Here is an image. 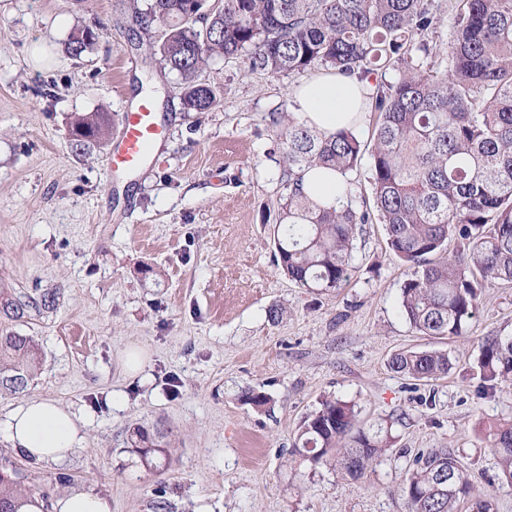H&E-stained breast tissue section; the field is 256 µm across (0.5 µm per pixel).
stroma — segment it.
<instances>
[{
  "instance_id": "obj_1",
  "label": "stroma",
  "mask_w": 512,
  "mask_h": 512,
  "mask_svg": "<svg viewBox=\"0 0 512 512\" xmlns=\"http://www.w3.org/2000/svg\"><path fill=\"white\" fill-rule=\"evenodd\" d=\"M84 27L97 39L76 58L65 42ZM158 35L134 26L120 0H0V289L56 296L54 309L13 325L44 360L26 393L0 396V424L42 398L85 428L66 461L41 463L37 488L90 491L110 512H151L159 491L175 512H407L409 463L445 448L496 512H512V486L498 485L477 437L480 422L512 416V383L491 391L473 374L485 336H512V284L483 288L465 334L421 335L398 310L410 269L373 223L356 228L347 284L299 287L274 257L283 162L271 118L292 112L291 88L320 67L274 75L240 56L214 60L198 80L219 105L187 113ZM141 95L166 129L143 168L111 172V138L75 149L73 117L117 120ZM134 346L144 365L130 372ZM409 348L446 350L447 377L416 385L392 372L390 357ZM247 386L272 404L244 405ZM327 396L354 403L360 423L396 419L393 448L358 483L289 454ZM136 424L164 432L163 474L128 452Z\"/></svg>"
}]
</instances>
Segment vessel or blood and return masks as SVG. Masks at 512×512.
<instances>
[{
  "label": "vessel or blood",
  "mask_w": 512,
  "mask_h": 512,
  "mask_svg": "<svg viewBox=\"0 0 512 512\" xmlns=\"http://www.w3.org/2000/svg\"><path fill=\"white\" fill-rule=\"evenodd\" d=\"M120 132L109 157L111 170L126 171L140 168L154 148L165 137V128L148 98L123 113Z\"/></svg>",
  "instance_id": "vessel-or-blood-1"
}]
</instances>
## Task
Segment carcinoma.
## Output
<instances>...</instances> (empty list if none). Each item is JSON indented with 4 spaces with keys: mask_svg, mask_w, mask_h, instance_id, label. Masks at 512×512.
Here are the masks:
<instances>
[{
    "mask_svg": "<svg viewBox=\"0 0 512 512\" xmlns=\"http://www.w3.org/2000/svg\"><path fill=\"white\" fill-rule=\"evenodd\" d=\"M453 34L447 64L417 36L437 20L428 0H220L210 9L202 0H145L133 6L143 29H162L161 62L183 84L187 112H207L216 91L198 82L209 62L242 54L253 71L303 72L323 66L367 77L371 111L378 114L373 143L353 131L326 137L304 123L273 115L282 127L283 182L277 227V263L305 288L330 292L351 276L356 226L371 213L349 204L322 208L303 191L299 171L322 165L347 174L364 155L371 158L373 207L385 227L389 248L411 275L400 288L399 313L416 332L459 336L475 317L488 281L512 283V0H451ZM96 38L90 28L75 30L66 42L79 57ZM391 67L396 82L379 78ZM107 112L72 124L74 145L106 140ZM462 250L447 254L448 239ZM52 294L17 295L0 290V317L18 321L31 310L55 306ZM32 336L0 329V395L24 392L42 364ZM392 371L427 382L448 374L445 350L409 349L389 360ZM476 372L485 388L512 380V336L484 338ZM239 399L259 411L271 397L247 387ZM483 441L497 458V480L512 486V418L484 429ZM128 452L147 472L170 464L169 443L148 426L128 429ZM392 424H359L355 405L327 398L303 421L291 453L310 469L328 467L357 482L387 448ZM36 462L0 458V512H22L40 498L49 508L51 492L30 486ZM402 492L408 512H495L493 498L477 490L467 470L448 450L417 453Z\"/></svg>",
    "mask_w": 512,
    "mask_h": 512,
    "instance_id": "obj_1",
    "label": "carcinoma"
}]
</instances>
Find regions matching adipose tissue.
Masks as SVG:
<instances>
[{"label":"adipose tissue","instance_id":"adipose-tissue-1","mask_svg":"<svg viewBox=\"0 0 512 512\" xmlns=\"http://www.w3.org/2000/svg\"><path fill=\"white\" fill-rule=\"evenodd\" d=\"M369 81L355 75L328 73L314 76L291 91L301 121L324 135L358 129L365 117ZM304 189L325 206L346 199V178L341 173L311 167L302 174ZM13 447L39 461H61L80 447L84 430L77 420L52 400H30L15 409L4 424Z\"/></svg>","mask_w":512,"mask_h":512}]
</instances>
